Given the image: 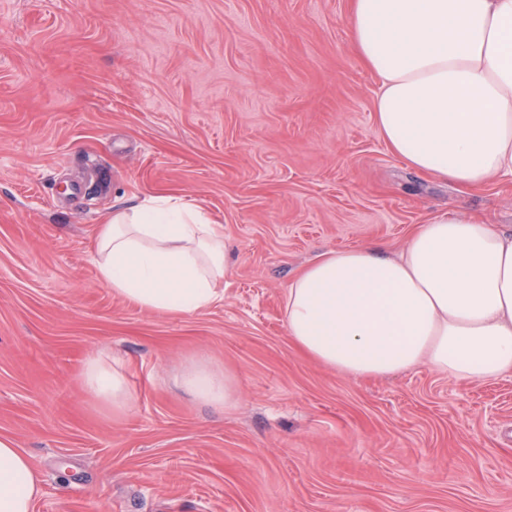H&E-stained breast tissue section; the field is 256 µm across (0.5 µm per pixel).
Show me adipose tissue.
I'll return each instance as SVG.
<instances>
[{
    "instance_id": "1",
    "label": "adipose tissue",
    "mask_w": 512,
    "mask_h": 512,
    "mask_svg": "<svg viewBox=\"0 0 512 512\" xmlns=\"http://www.w3.org/2000/svg\"><path fill=\"white\" fill-rule=\"evenodd\" d=\"M354 51L380 79L375 120L388 148L427 177L475 189L512 177V0H352ZM98 275L141 308L197 314L224 298L232 255L223 225L176 195L113 207L95 241ZM288 336L317 363L354 377L419 366L459 382L512 371V232L475 215L417 225L396 255L327 252L285 293ZM85 383L130 401L122 374L90 357ZM179 383L229 410L231 377L208 365ZM41 478L0 437V512H33Z\"/></svg>"
}]
</instances>
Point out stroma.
<instances>
[{"label": "stroma", "instance_id": "stroma-1", "mask_svg": "<svg viewBox=\"0 0 512 512\" xmlns=\"http://www.w3.org/2000/svg\"><path fill=\"white\" fill-rule=\"evenodd\" d=\"M351 0H0V436L33 512H512V373L364 379L304 357L284 296L327 250L406 244L434 214L512 228V182L417 175L377 132ZM174 194L224 226V298L113 296V206ZM121 365L129 406L85 386ZM237 378L219 412L177 384Z\"/></svg>", "mask_w": 512, "mask_h": 512}]
</instances>
